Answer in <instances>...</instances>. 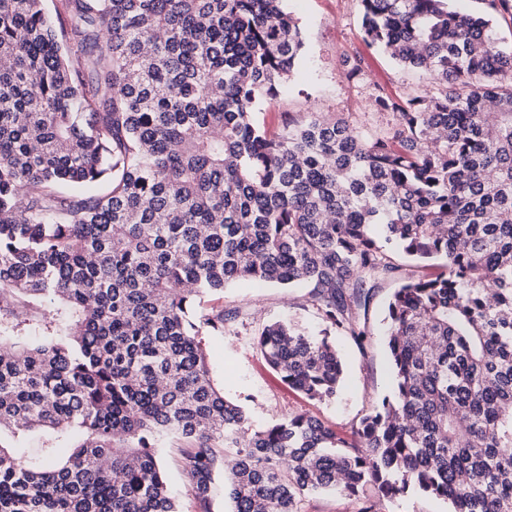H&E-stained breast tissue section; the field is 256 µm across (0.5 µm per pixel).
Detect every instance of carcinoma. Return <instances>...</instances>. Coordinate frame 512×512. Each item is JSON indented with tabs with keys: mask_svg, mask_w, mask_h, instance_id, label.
Listing matches in <instances>:
<instances>
[{
	"mask_svg": "<svg viewBox=\"0 0 512 512\" xmlns=\"http://www.w3.org/2000/svg\"><path fill=\"white\" fill-rule=\"evenodd\" d=\"M60 2L54 26L42 0H0V436L47 453L0 443V512H179L166 438L204 506L217 454L237 459L232 512L323 490L374 512L369 488L512 512V50L490 20L360 0L368 43L432 88L375 89L389 132L312 112L272 133L255 106L304 48L283 0ZM395 253L442 271L388 304L392 395L348 438L307 414L252 429L206 362L224 310L194 297L310 285L363 342L364 286ZM257 343L308 399L336 394L327 339L276 321Z\"/></svg>",
	"mask_w": 512,
	"mask_h": 512,
	"instance_id": "carcinoma-1",
	"label": "carcinoma"
}]
</instances>
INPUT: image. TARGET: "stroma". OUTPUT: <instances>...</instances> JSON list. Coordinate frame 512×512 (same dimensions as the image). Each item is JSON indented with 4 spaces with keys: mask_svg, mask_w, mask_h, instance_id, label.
<instances>
[{
    "mask_svg": "<svg viewBox=\"0 0 512 512\" xmlns=\"http://www.w3.org/2000/svg\"><path fill=\"white\" fill-rule=\"evenodd\" d=\"M284 7L297 21L304 40V55L278 94L258 101L260 123L275 129L287 119L305 120L319 112L328 118H344L364 131H385L389 115L371 104L375 88L406 96L430 88L429 77L397 65L364 40L360 0H285ZM361 62L358 81H349L345 58ZM397 272L368 283L366 310L359 324L367 338L357 344L351 336L329 328L308 299L304 288L235 285L196 300L199 312L222 308L230 312L220 334L204 336L210 377L227 399L242 406L254 429L265 428L284 416L306 413L341 434H350L359 420L392 391V376L383 335L384 308L396 288L417 270L408 256H396ZM298 324L309 335L329 336L345 364L336 396L311 400L285 384L265 362L258 346L261 329L274 321ZM184 441H165L159 454L180 512H231L224 495V463L216 461L208 506L195 497L192 481L182 470Z\"/></svg>",
    "mask_w": 512,
    "mask_h": 512,
    "instance_id": "obj_1",
    "label": "stroma"
}]
</instances>
